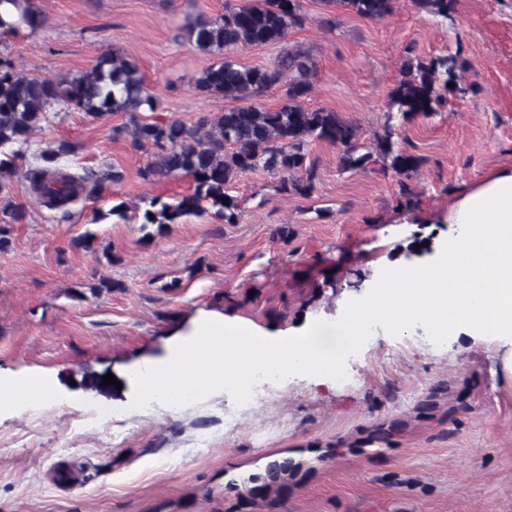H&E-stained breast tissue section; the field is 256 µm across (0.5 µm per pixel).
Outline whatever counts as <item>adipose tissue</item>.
I'll return each mask as SVG.
<instances>
[{
    "instance_id": "adipose-tissue-1",
    "label": "adipose tissue",
    "mask_w": 512,
    "mask_h": 512,
    "mask_svg": "<svg viewBox=\"0 0 512 512\" xmlns=\"http://www.w3.org/2000/svg\"><path fill=\"white\" fill-rule=\"evenodd\" d=\"M448 222V239L435 242L428 262L413 270L388 266L336 322L312 321L299 333L271 337L237 318L200 317L165 359L140 366L133 377L140 396L158 393L178 408L270 364L329 386L368 323L396 335L414 328L447 339L482 334L512 347V167L450 199ZM51 391L42 374L0 378V405L37 403Z\"/></svg>"
}]
</instances>
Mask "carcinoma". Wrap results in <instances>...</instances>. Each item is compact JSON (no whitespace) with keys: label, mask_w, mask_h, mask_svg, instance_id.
I'll use <instances>...</instances> for the list:
<instances>
[{"label":"carcinoma","mask_w":512,"mask_h":512,"mask_svg":"<svg viewBox=\"0 0 512 512\" xmlns=\"http://www.w3.org/2000/svg\"><path fill=\"white\" fill-rule=\"evenodd\" d=\"M323 3L343 6L367 19L384 18L394 11V0ZM413 5L448 19L456 0H413ZM305 22L300 0H242L239 4L225 3L224 15L219 18L195 17L188 35L199 49L222 53L226 47L282 43L290 30L303 27ZM45 24L46 16L37 0H0V35L15 34L22 27L35 32ZM459 57L457 51L406 65L391 93V107L399 120L428 116L447 103L448 95L468 92L459 84ZM314 70L312 58L295 49L285 50L276 64L267 68L242 66L224 57L200 74L196 89L240 104L188 125L173 117L151 121L140 117L142 112L155 111L156 101L135 61L123 53L107 51L92 68L60 80L17 72L12 63L0 59V200H6L0 207V246L8 243L7 225L26 218L25 211L9 200L17 173L28 182L36 203L63 212L77 199L98 196L107 184L123 178L121 172L112 169L63 168L59 159L72 152L66 142L40 153L38 164L19 171L15 160L23 157L22 147L30 144L44 112L56 104L73 106L94 119L115 112L129 114L130 124L113 128L112 134L115 138L130 136L136 148L149 153L143 178L191 177L193 192L174 202L159 197L143 199L142 223L155 226L158 236L165 235L182 217L203 212L207 206L224 223H237L240 206L235 185L243 174L254 170L280 175V192L310 197L317 178L315 161L305 149L311 141L341 148L339 164L346 171L366 167L375 155L390 159L389 167L397 174L423 162L415 154L394 149L395 128L390 124L376 136L372 149L362 152L358 129L351 121L334 111L306 108L304 101L312 90ZM277 84L284 87L281 105L264 108L254 102ZM304 466L302 460L283 456L269 462L263 471L248 475L239 484L232 480L228 486H243L253 496H265L274 489L288 488V481Z\"/></svg>","instance_id":"cac0c4a2"}]
</instances>
